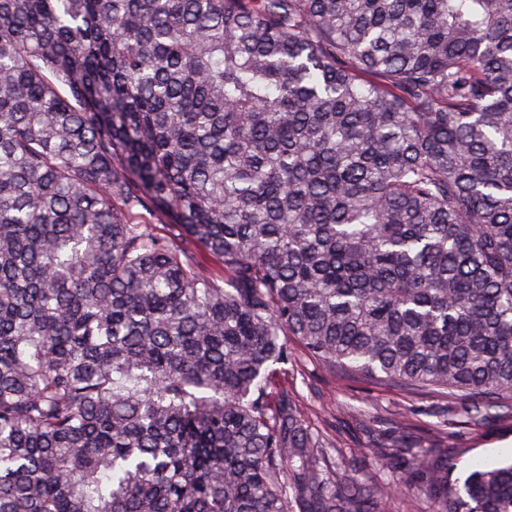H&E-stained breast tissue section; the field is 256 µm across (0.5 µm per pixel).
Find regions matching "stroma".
<instances>
[{"instance_id":"1","label":"stroma","mask_w":512,"mask_h":512,"mask_svg":"<svg viewBox=\"0 0 512 512\" xmlns=\"http://www.w3.org/2000/svg\"><path fill=\"white\" fill-rule=\"evenodd\" d=\"M293 390L302 403L304 416L312 425L324 428L340 443L345 456L358 453L368 440L365 426L353 413L360 402L374 405L379 415L416 422L420 411L438 406L433 395L410 394L397 389H377L332 373L315 364L294 368L288 375H278L269 387L270 395L281 389ZM466 450L452 475L463 482L474 465H502L512 462V433L498 434L496 439L467 434L460 441Z\"/></svg>"}]
</instances>
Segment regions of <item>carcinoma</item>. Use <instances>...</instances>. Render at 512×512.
I'll return each mask as SVG.
<instances>
[{
    "mask_svg": "<svg viewBox=\"0 0 512 512\" xmlns=\"http://www.w3.org/2000/svg\"><path fill=\"white\" fill-rule=\"evenodd\" d=\"M290 337L447 405L347 460ZM494 423L512 0H0V512H512ZM491 436L496 439L489 440ZM458 448H468L469 451L458 461L452 475V481L461 486L474 465H502L512 459V433L505 432L496 435L480 436L465 434Z\"/></svg>",
    "mask_w": 512,
    "mask_h": 512,
    "instance_id": "obj_1",
    "label": "carcinoma"
}]
</instances>
